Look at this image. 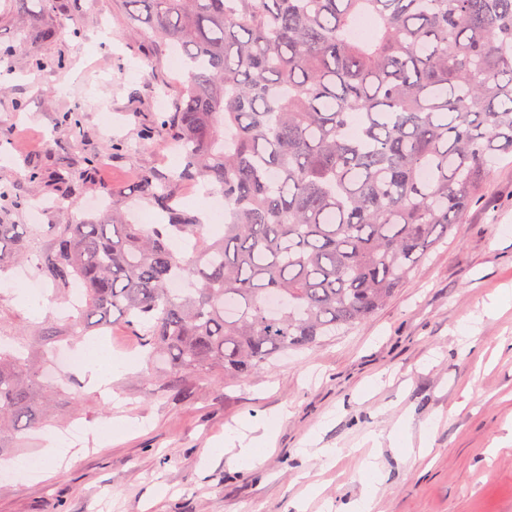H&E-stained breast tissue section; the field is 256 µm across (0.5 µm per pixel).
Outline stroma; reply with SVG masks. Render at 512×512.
Segmentation results:
<instances>
[{
	"instance_id": "35a3bbf8",
	"label": "stroma",
	"mask_w": 512,
	"mask_h": 512,
	"mask_svg": "<svg viewBox=\"0 0 512 512\" xmlns=\"http://www.w3.org/2000/svg\"><path fill=\"white\" fill-rule=\"evenodd\" d=\"M30 6L53 38H27L0 0V127L9 132L0 190L37 193L45 224L98 217L92 203L102 199L150 226L169 216L132 188L153 172L170 175L179 211L211 218L195 183L175 178L181 158L156 130L186 80L173 51L140 35L124 0ZM71 112L77 124L65 123ZM62 174L79 194L66 193ZM58 315L57 305L13 297L0 325L35 333ZM99 338L130 362L112 384L117 403L76 373L62 403L82 444L61 451L49 433H33L19 459L37 472L0 484V512H335L362 494L366 456L373 512H512V158L496 166L485 206L452 226L385 307L245 381L216 379L177 398L166 383L144 386L128 329ZM255 416L269 418L275 449L251 470L230 462L224 436ZM403 424L410 446L392 447ZM311 442L338 449L335 462L308 451Z\"/></svg>"
}]
</instances>
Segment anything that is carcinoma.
I'll list each match as a JSON object with an SVG mask.
<instances>
[{
    "mask_svg": "<svg viewBox=\"0 0 512 512\" xmlns=\"http://www.w3.org/2000/svg\"><path fill=\"white\" fill-rule=\"evenodd\" d=\"M126 3L153 43L182 52L187 80L160 129L181 176L224 196V225L177 212L154 174L138 192L169 224L108 209L46 229L0 224V269L35 262L57 285L51 303L83 291L65 330L0 345V460L55 424L47 406L64 391L50 355L115 315L184 397L354 329L512 156V0ZM363 16L370 38L353 35Z\"/></svg>",
    "mask_w": 512,
    "mask_h": 512,
    "instance_id": "obj_1",
    "label": "carcinoma"
}]
</instances>
